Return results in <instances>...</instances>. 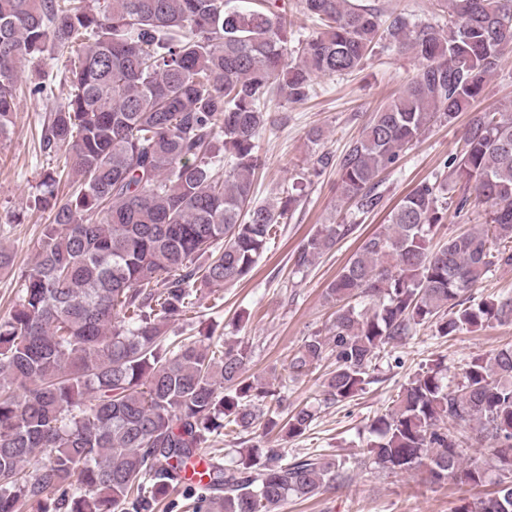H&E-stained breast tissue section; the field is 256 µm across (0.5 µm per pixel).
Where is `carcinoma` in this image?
Segmentation results:
<instances>
[{
  "mask_svg": "<svg viewBox=\"0 0 512 512\" xmlns=\"http://www.w3.org/2000/svg\"><path fill=\"white\" fill-rule=\"evenodd\" d=\"M442 17L390 16V47L419 61L340 163L357 213L383 207L379 177L436 122L469 112L512 52V0H436ZM315 25L288 35L277 0H0V135L13 126L18 68L50 48L74 53L69 93L41 134L63 164L44 173L49 212L34 265L0 319V512H152L181 486L193 512H281L350 479L351 462L255 443L233 462L200 449L224 435L299 436L309 405L244 378L245 346L215 350L168 335L204 291L246 279L294 210L253 200L257 137L277 97L304 101L314 78L361 70L380 13L362 0H299ZM448 183L419 181L328 284V335L291 355L299 380L329 357L323 402L359 395L373 361L425 324L442 338L512 323V296L467 293L512 266V105L470 112ZM73 191L62 200L56 186ZM488 206L484 224L431 242L448 214ZM324 224L299 246L305 272L352 233ZM361 455L432 483L496 489L454 512H512V346L474 358L448 385L439 359L377 417ZM486 448L493 468L467 456Z\"/></svg>",
  "mask_w": 512,
  "mask_h": 512,
  "instance_id": "obj_1",
  "label": "carcinoma"
}]
</instances>
